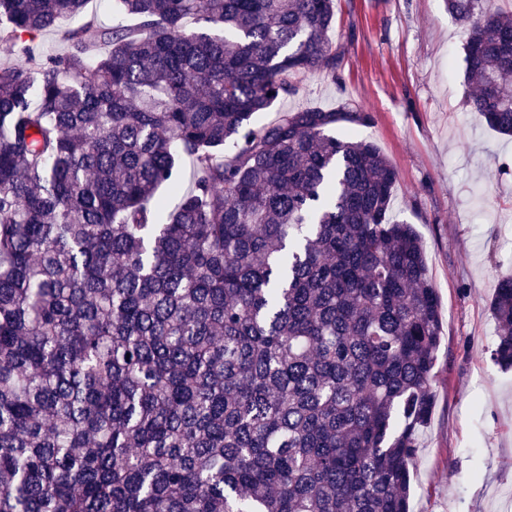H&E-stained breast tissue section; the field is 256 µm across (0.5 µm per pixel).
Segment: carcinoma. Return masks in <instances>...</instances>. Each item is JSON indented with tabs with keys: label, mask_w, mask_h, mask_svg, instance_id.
Returning <instances> with one entry per match:
<instances>
[{
	"label": "carcinoma",
	"mask_w": 512,
	"mask_h": 512,
	"mask_svg": "<svg viewBox=\"0 0 512 512\" xmlns=\"http://www.w3.org/2000/svg\"><path fill=\"white\" fill-rule=\"evenodd\" d=\"M113 2L0 0V512H409L442 318L397 173L331 134L366 112L252 123L336 75L334 0ZM445 4L512 136V12Z\"/></svg>",
	"instance_id": "cac0c4a2"
}]
</instances>
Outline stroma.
Here are the masks:
<instances>
[{
    "mask_svg": "<svg viewBox=\"0 0 512 512\" xmlns=\"http://www.w3.org/2000/svg\"><path fill=\"white\" fill-rule=\"evenodd\" d=\"M330 37L335 76L308 75L255 122L313 106L371 115L352 135L398 173L393 213L424 242L443 320L410 512H512V371L490 357L489 307L512 276V138L467 106L465 34L443 0H336Z\"/></svg>",
    "mask_w": 512,
    "mask_h": 512,
    "instance_id": "obj_1",
    "label": "stroma"
}]
</instances>
